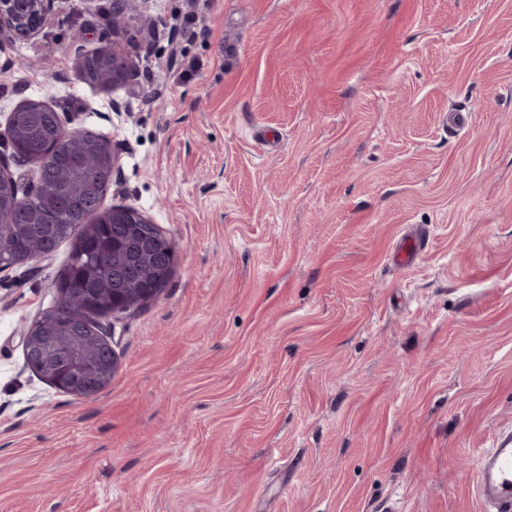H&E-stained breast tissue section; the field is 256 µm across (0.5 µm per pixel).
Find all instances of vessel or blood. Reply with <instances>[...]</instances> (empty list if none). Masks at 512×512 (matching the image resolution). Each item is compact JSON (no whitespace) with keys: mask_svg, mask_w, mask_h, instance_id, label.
Here are the masks:
<instances>
[{"mask_svg":"<svg viewBox=\"0 0 512 512\" xmlns=\"http://www.w3.org/2000/svg\"><path fill=\"white\" fill-rule=\"evenodd\" d=\"M478 489L494 512H512V433L500 434L477 459Z\"/></svg>","mask_w":512,"mask_h":512,"instance_id":"obj_1","label":"vessel or blood"}]
</instances>
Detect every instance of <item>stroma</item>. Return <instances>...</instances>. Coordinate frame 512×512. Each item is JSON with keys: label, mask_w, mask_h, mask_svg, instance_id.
<instances>
[{"label": "stroma", "mask_w": 512, "mask_h": 512, "mask_svg": "<svg viewBox=\"0 0 512 512\" xmlns=\"http://www.w3.org/2000/svg\"><path fill=\"white\" fill-rule=\"evenodd\" d=\"M111 7L54 0L0 46V158L30 99L111 139L103 204L158 225L174 269L80 401L22 345L68 245L0 273V512H487L476 454L512 430V0H137L117 37ZM112 43L133 77L85 81Z\"/></svg>", "instance_id": "stroma-1"}]
</instances>
